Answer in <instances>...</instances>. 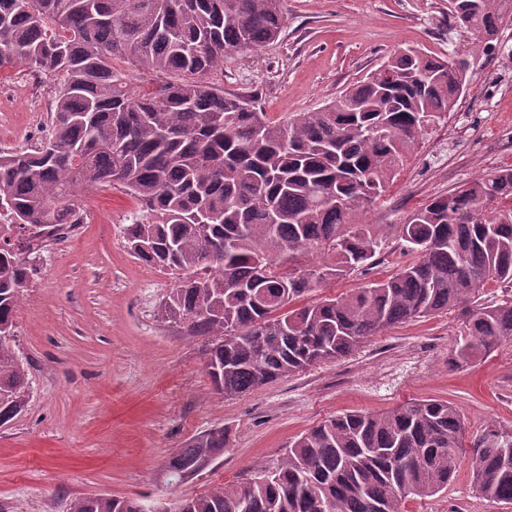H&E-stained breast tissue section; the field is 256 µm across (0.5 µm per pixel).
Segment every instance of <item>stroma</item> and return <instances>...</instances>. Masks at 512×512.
I'll return each mask as SVG.
<instances>
[{
    "label": "stroma",
    "instance_id": "obj_1",
    "mask_svg": "<svg viewBox=\"0 0 512 512\" xmlns=\"http://www.w3.org/2000/svg\"><path fill=\"white\" fill-rule=\"evenodd\" d=\"M277 42L229 54L211 74L225 94L254 100L277 117L309 112L363 79L395 50L414 47L468 61L456 118L433 129L362 217L401 224L428 200L512 167V19L490 47L470 51L475 34L448 18V0H284ZM53 77L0 73V149L21 148L47 128ZM81 225L67 250L41 253L36 287L16 317V347L28 359L26 410L0 429V507L66 512L72 498L108 495L150 502L241 485L274 469L311 428L344 413L382 412L429 399L453 403L467 438L512 428V342L452 367L465 332L459 312L409 321L369 337L350 356L324 361L253 391L227 396L206 372L209 341L162 320L160 301L175 286L151 275L124 247L137 201L119 188L83 189ZM399 240L387 237L366 273L322 283L306 302L350 292L394 273ZM224 428L223 457L200 476L168 484L169 456L199 433ZM406 512H512L479 496L461 464L440 493L407 500Z\"/></svg>",
    "mask_w": 512,
    "mask_h": 512
}]
</instances>
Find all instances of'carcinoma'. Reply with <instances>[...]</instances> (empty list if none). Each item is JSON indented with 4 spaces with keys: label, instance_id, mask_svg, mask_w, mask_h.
Listing matches in <instances>:
<instances>
[{
    "label": "carcinoma",
    "instance_id": "obj_1",
    "mask_svg": "<svg viewBox=\"0 0 512 512\" xmlns=\"http://www.w3.org/2000/svg\"><path fill=\"white\" fill-rule=\"evenodd\" d=\"M512 0H448V18L495 36ZM282 0H0V71L57 77L48 133L36 147L0 150V426L30 398L15 314L36 267L34 229L80 224L82 188L119 187L140 206L125 228L131 256L176 275L162 319L210 342L206 371L226 395L253 391L368 337L457 310L469 339L460 365L512 341V297L476 303L486 285L512 293V168L475 178L391 224L408 260L392 275L322 302L297 304L329 279L371 265L379 225L361 217L468 84L448 78L458 57L396 51L375 73L323 107L272 119L224 95L208 75L234 51L275 42ZM150 76L127 88L126 69ZM320 253L306 269L286 260ZM465 424L447 401L381 413H345L299 437L276 468L174 503L75 497L68 512H403L470 462L483 498L512 502V431L492 425L464 446ZM216 427L169 457L170 484L224 455Z\"/></svg>",
    "mask_w": 512,
    "mask_h": 512
}]
</instances>
